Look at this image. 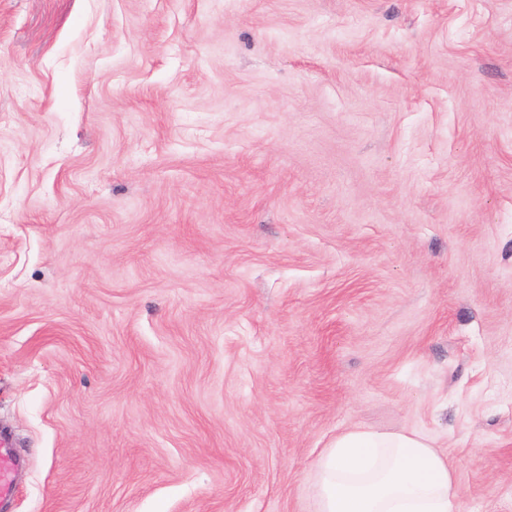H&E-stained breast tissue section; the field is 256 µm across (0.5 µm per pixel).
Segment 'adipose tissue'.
<instances>
[{"label": "adipose tissue", "mask_w": 512, "mask_h": 512, "mask_svg": "<svg viewBox=\"0 0 512 512\" xmlns=\"http://www.w3.org/2000/svg\"><path fill=\"white\" fill-rule=\"evenodd\" d=\"M318 512H457L455 467L423 433L353 428L317 467Z\"/></svg>", "instance_id": "1"}]
</instances>
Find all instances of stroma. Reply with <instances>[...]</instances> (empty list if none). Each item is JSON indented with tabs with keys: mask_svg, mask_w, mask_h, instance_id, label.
<instances>
[{
	"mask_svg": "<svg viewBox=\"0 0 512 512\" xmlns=\"http://www.w3.org/2000/svg\"><path fill=\"white\" fill-rule=\"evenodd\" d=\"M7 512H318L342 431L512 512V0H0Z\"/></svg>",
	"mask_w": 512,
	"mask_h": 512,
	"instance_id": "obj_1",
	"label": "stroma"
}]
</instances>
